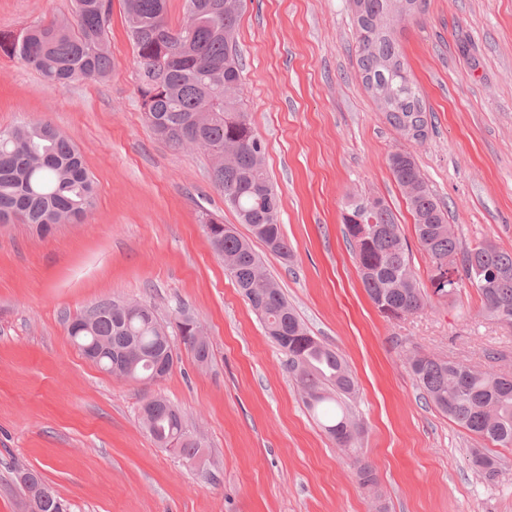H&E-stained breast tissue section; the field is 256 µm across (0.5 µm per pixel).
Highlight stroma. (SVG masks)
<instances>
[{
    "mask_svg": "<svg viewBox=\"0 0 512 512\" xmlns=\"http://www.w3.org/2000/svg\"><path fill=\"white\" fill-rule=\"evenodd\" d=\"M71 0H0V29L69 14ZM348 0H247L236 35L245 110L281 196L290 261L256 245L312 336L356 381L358 454L336 448L307 410L286 357L214 253L202 220L236 226L197 150L176 151L147 126L122 0H112V71L101 82H44L0 56V129L49 119L80 150L96 204L48 235L0 227V512H29L17 480L38 471L68 512H512V447L502 472H476V440L423 397L408 367L421 351L512 372V331L485 318L475 289L430 296L391 320L360 281L341 211L383 198L423 286L435 273L388 158L415 157L464 245L512 252V0H426L396 30L429 110L410 142L365 91ZM153 306L176 334L179 311L211 342L208 365L179 349L170 374L145 385L87 360L70 318L107 301ZM184 415L202 452L158 447L140 423L150 397ZM371 465L377 493L363 489Z\"/></svg>",
    "mask_w": 512,
    "mask_h": 512,
    "instance_id": "35a3bbf8",
    "label": "stroma"
}]
</instances>
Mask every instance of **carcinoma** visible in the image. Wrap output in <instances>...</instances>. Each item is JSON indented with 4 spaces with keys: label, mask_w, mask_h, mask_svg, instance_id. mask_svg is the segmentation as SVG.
I'll use <instances>...</instances> for the list:
<instances>
[{
    "label": "carcinoma",
    "mask_w": 512,
    "mask_h": 512,
    "mask_svg": "<svg viewBox=\"0 0 512 512\" xmlns=\"http://www.w3.org/2000/svg\"><path fill=\"white\" fill-rule=\"evenodd\" d=\"M221 0H184V20L173 27L167 19V0H123L125 22L138 69V93L146 121L170 148L181 150L200 139L213 150L235 155V163L210 173L224 201L236 211L239 223L271 253L289 260L292 249L279 224L281 200L264 167V149L242 107V96L224 98L223 84L241 85L242 58L237 42L225 31L237 32L242 10L221 8ZM112 0H72V12L48 24L20 31L0 30V56L15 58L52 84L101 81L112 67L108 28ZM355 26L357 65L364 75L389 84L395 98L389 124L409 121L428 128L427 110L410 74L381 73L379 62L403 57L395 29L377 32L358 16ZM389 169L401 186L414 191L406 200L415 220L420 247L438 264L454 253L461 259L460 283L451 297L469 286L479 294L484 315L512 330V252L485 240L463 246L448 236V214L426 182L414 156L395 152ZM94 181L74 144L50 122L40 120L0 130V224L15 219L48 234L64 220L84 218L95 205ZM345 237L353 244L365 291L377 307L405 315L425 308L427 291L410 265L409 249L393 214L380 197L351 198L342 213ZM212 250L265 333L288 357L304 402L312 412L333 402L341 405L356 391L343 357L312 336L288 304L281 288L265 273L250 240L215 217L204 222ZM92 328L80 316L71 319L68 334L82 354L116 376L148 382L167 376L174 365L171 347L160 330L165 325L154 309L140 304L106 301L93 306ZM203 366L211 356L209 340H183ZM410 370L425 396L442 413L478 440L512 447V376L480 370L435 355L411 357ZM141 422L162 448L184 459L196 458L200 440L186 429L184 415L161 396L146 401ZM324 431L339 448H351L362 433L347 411L330 418ZM472 465L488 478L501 472L500 459L488 448L469 449ZM39 512H64L62 500L49 490L45 500H29Z\"/></svg>",
    "instance_id": "carcinoma-1"
}]
</instances>
